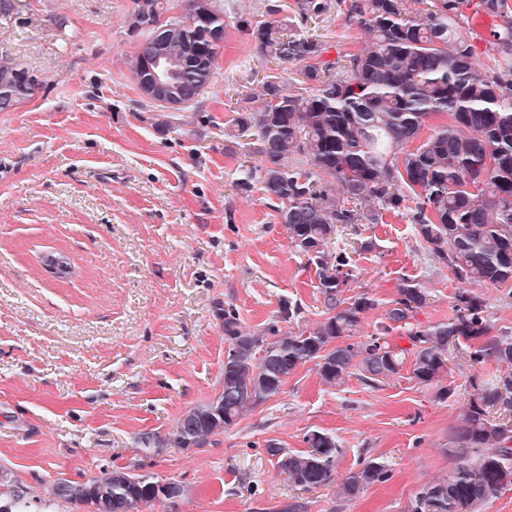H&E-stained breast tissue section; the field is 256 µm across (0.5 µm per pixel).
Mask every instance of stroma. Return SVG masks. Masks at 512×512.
Wrapping results in <instances>:
<instances>
[{"label": "stroma", "mask_w": 512, "mask_h": 512, "mask_svg": "<svg viewBox=\"0 0 512 512\" xmlns=\"http://www.w3.org/2000/svg\"><path fill=\"white\" fill-rule=\"evenodd\" d=\"M222 2L214 85L176 112L148 99L129 70L140 41L126 24L133 0H16L0 23V59L39 80L0 112V467L39 496L55 479L84 482L114 465L181 484V497L142 512H279L294 499L305 512H408L423 485L453 471L449 434L498 373L491 360L471 366L468 341L448 346V398L408 363L374 387L354 373L332 387L310 362L203 445L169 440L185 410L222 388L225 310L250 333L276 325L284 299L301 308L289 331L327 317L317 267L271 201L258 188L237 191L245 140L229 134L242 108H258L265 76L289 91L301 81L298 66L263 58L246 32L267 4L290 17L294 0ZM308 28L326 63L372 46L337 7ZM55 250L74 263L63 282L40 262ZM327 251L351 258L345 303H375L358 335L376 332L407 279L426 291L416 322L457 313L460 281L400 213L338 227ZM473 291L489 336H512V282ZM316 428L341 449L333 479L289 487L266 445L305 450ZM147 431L162 439L160 453L139 451ZM371 460L389 480L344 497L346 475Z\"/></svg>", "instance_id": "stroma-1"}]
</instances>
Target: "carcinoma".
I'll use <instances>...</instances> for the list:
<instances>
[{
  "mask_svg": "<svg viewBox=\"0 0 512 512\" xmlns=\"http://www.w3.org/2000/svg\"><path fill=\"white\" fill-rule=\"evenodd\" d=\"M305 21L331 9V0H296ZM162 0H135L128 22L141 42L158 44L163 72L135 54L130 72L140 90L157 81L178 97L181 110L197 101L214 78L217 48L224 42V10L217 0H188L184 16L167 28L150 26ZM501 19L485 40L488 61L464 35L468 11ZM346 20L365 30L372 49L320 69L322 42L289 21H261L247 30L261 55L281 64H304L312 86L285 90L280 78L265 77L262 104L234 118L239 135L256 136L257 163L240 170L238 188L260 184L288 239L315 262L319 290L329 317L307 333L244 334L224 317L227 349L224 384L213 398L184 412L173 441L196 447L236 424L246 412L281 392L288 376L317 361L329 386L351 371L375 384L398 374L412 354V374L425 385L448 376V343L487 335L483 301L467 288L456 295L458 313L448 322H412L425 292L405 280L385 314L380 335L353 340L360 314L373 308L365 297L344 305L342 288L352 276L350 258L329 261L327 242L340 225L378 224L384 211H404L429 250L464 284L512 281V0H350ZM38 78L0 59V112L30 97ZM446 115L424 140L426 121ZM399 323L411 348L391 346L384 334ZM352 342L329 347L340 339ZM470 365L492 360L503 371L490 388L471 395L450 437L448 454L458 464L447 479L422 487L409 512H480L512 486V427L493 423L488 408L512 412V336H498L469 352ZM307 450L266 446L280 478L290 487L312 489L332 480L341 453L329 434L306 432ZM389 479L369 461L342 484L346 497ZM175 482L160 483L129 466H114L83 483L58 479L53 498L81 503L88 512H141L148 499L179 497ZM30 489L0 468V512H49Z\"/></svg>",
  "mask_w": 512,
  "mask_h": 512,
  "instance_id": "obj_1",
  "label": "carcinoma"
}]
</instances>
